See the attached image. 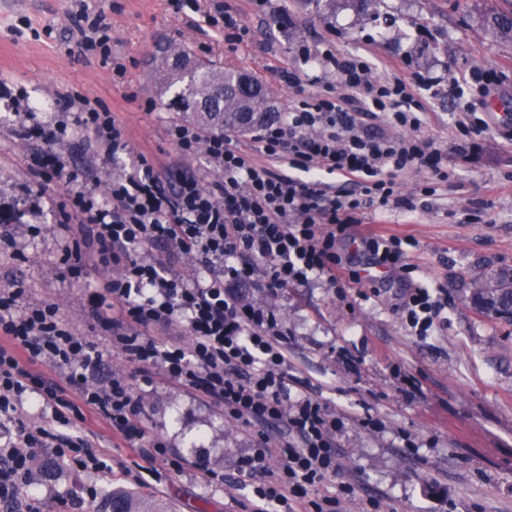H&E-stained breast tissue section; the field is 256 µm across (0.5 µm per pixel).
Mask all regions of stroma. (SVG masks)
<instances>
[{"mask_svg":"<svg viewBox=\"0 0 512 512\" xmlns=\"http://www.w3.org/2000/svg\"><path fill=\"white\" fill-rule=\"evenodd\" d=\"M79 0H0V195H17L32 182L34 139L17 138L10 102L38 106L40 119L56 123L65 110L58 99L80 95L100 103L124 126L134 156L157 167L173 163L192 169L203 184L217 178L203 156L181 158L167 130L190 122L189 114L163 92L164 52L177 47L218 69L252 73L271 87L278 112H288L300 96H318L339 85L335 67L304 60L302 50L332 48L335 55L367 57L374 74H401L425 106L421 136L456 160L447 183L434 196H417L426 173L403 174L401 191L414 198L411 211L367 210L350 233L410 237L408 250L416 281L442 290L447 319L431 335H409L396 308L400 284L373 292L369 283L337 290L317 281L269 296L255 283L237 292L252 303L273 307L290 337L289 357L296 369L292 393L309 392L347 415L336 447L356 480L352 500L341 512H365L379 499L381 512H512V325L485 317L471 306L474 279L512 268V142L498 126L482 135V150L459 161L468 144L457 129L469 121L448 82L470 70L491 66L504 95L488 99L495 117L512 114V30L496 22L512 0H228L247 33L229 42L211 27V0H198L191 15L177 13L173 0H81L90 15H103L110 27L108 51H80L82 35L70 14ZM121 62L123 75L112 72ZM302 81L288 82L289 74ZM69 167L97 194H104L123 161L108 158L92 133L69 125L61 145ZM45 229L22 239L19 251H0V289L23 284L29 301H54L96 347L95 375L134 372V364L113 351L110 334L90 313L89 296L99 276L77 283L59 275L61 231L51 209L37 218ZM412 374L421 389L406 395L401 373ZM149 431L165 437L184 468L147 475L148 487H134L122 469L146 473L141 455L123 448L100 420L84 431L94 434L112 455V476L103 491H135L162 512H253L255 483L238 470L253 431L225 421L223 413L185 388L153 374L138 383ZM381 420L382 430L363 427ZM40 512H62L56 495L75 477L50 454L36 464ZM223 472V483L209 471Z\"/></svg>","mask_w":512,"mask_h":512,"instance_id":"1","label":"stroma"}]
</instances>
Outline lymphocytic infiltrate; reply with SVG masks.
Listing matches in <instances>:
<instances>
[{
    "mask_svg": "<svg viewBox=\"0 0 512 512\" xmlns=\"http://www.w3.org/2000/svg\"><path fill=\"white\" fill-rule=\"evenodd\" d=\"M319 56L335 63L342 94L301 100L286 120L257 128L255 151L193 124L169 126L181 156L203 155L218 173L208 187L187 172L165 181L141 158L97 197L56 149L64 129L35 124L33 112H24L17 136L43 144L31 159L34 181L24 188L27 211L40 214L49 183L65 180V193L52 205L62 231L61 276L77 283L89 271L99 273L92 314L136 370L95 382L94 349L56 303L28 304L23 288L1 289L0 505L38 512L25 494L45 451L88 479L63 498L64 506L75 512L95 500L90 479L111 473L112 458L75 428L90 413L149 462L180 471L183 463L170 457L166 440L148 433L135 393L136 378L155 373L213 404L225 420L254 428L239 470L257 480L260 501L281 512H339L341 498L354 496V483L344 481L339 495L309 498V488L342 468L335 438L344 417L311 396H292L287 330L274 312L245 303L232 284L255 276L275 295L318 278L360 282L356 256L344 245L349 226L368 208H410L397 182L408 171L426 170L432 182L420 192L434 195L449 164L431 139L418 136L424 105L403 77L374 76L361 55L339 59L327 48ZM74 120L109 158L129 153L111 113L83 107ZM281 160L302 178L278 171ZM325 173L342 177V185L323 182ZM363 244L371 265L407 281L400 309L410 335H429L447 299L413 282L402 238L368 237ZM186 264L205 269L207 278L183 272ZM171 326L182 327L184 337H152V330ZM36 362L57 370L58 380L32 371ZM32 402L40 405L41 420L30 418ZM274 426L286 429L287 439L273 441Z\"/></svg>",
    "mask_w": 512,
    "mask_h": 512,
    "instance_id": "lymphocytic-infiltrate-1",
    "label": "lymphocytic infiltrate"
}]
</instances>
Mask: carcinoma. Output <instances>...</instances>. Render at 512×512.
<instances>
[{
    "mask_svg": "<svg viewBox=\"0 0 512 512\" xmlns=\"http://www.w3.org/2000/svg\"><path fill=\"white\" fill-rule=\"evenodd\" d=\"M167 87H175L176 103L204 126L240 132L275 118L265 81L255 75L217 70L213 65L177 53L166 64ZM470 301L483 314L496 317L512 308V269H502L471 284ZM131 492L114 489L102 497L93 512H138Z\"/></svg>",
    "mask_w": 512,
    "mask_h": 512,
    "instance_id": "carcinoma-1",
    "label": "carcinoma"
}]
</instances>
